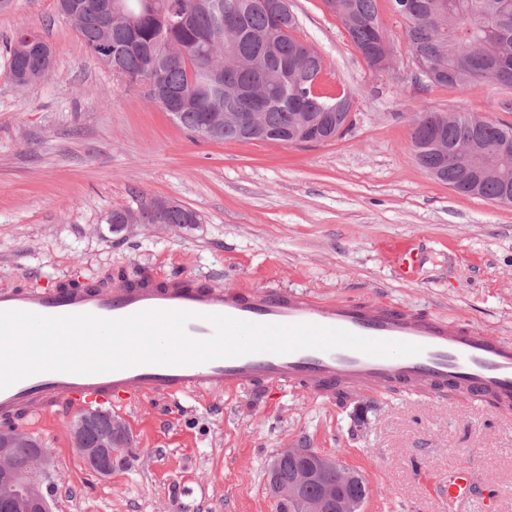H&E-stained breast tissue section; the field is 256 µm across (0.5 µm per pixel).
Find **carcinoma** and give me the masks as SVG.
Returning <instances> with one entry per match:
<instances>
[{
  "label": "carcinoma",
  "mask_w": 512,
  "mask_h": 512,
  "mask_svg": "<svg viewBox=\"0 0 512 512\" xmlns=\"http://www.w3.org/2000/svg\"><path fill=\"white\" fill-rule=\"evenodd\" d=\"M99 0H84V9L72 25L86 48L107 69L117 64L131 87L143 89L147 99L160 105L156 88L183 94L172 118L184 130L204 136L209 125L219 127L220 142L245 141L247 136L226 112H262L268 141L280 140L305 121L320 119L318 130L331 137L336 130V112L329 109L333 97L322 91V59L310 45L293 36L297 20L293 14L280 23L271 8L274 0H157L153 8H142V0H121L124 12L139 16L125 31L103 18ZM392 11L405 27V37L418 69L433 65L453 67L456 57L479 43L483 50L472 57L469 69L430 78L433 84L464 86L478 80H496L512 75V16L507 24L495 21L500 0H409L414 9L406 13L401 0H391ZM360 19L346 26L356 48L369 43L380 23L376 0H351ZM10 69L27 75L32 85L48 75L40 52L20 50L16 40L7 44ZM262 83L272 102L264 107L246 96L234 95L237 86ZM473 134L471 119L461 112L447 119L437 112H423L416 120L413 136L415 155L428 171L457 192L467 195L455 150ZM512 134V124L489 121L482 137L489 150L498 140ZM496 172L483 176L476 194L498 201L512 192V157L496 158ZM117 224H196V214L178 203L159 212L140 205L113 210L105 221ZM349 471H329L332 484H348L354 494L362 492L358 481H346Z\"/></svg>",
  "instance_id": "carcinoma-1"
}]
</instances>
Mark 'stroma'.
<instances>
[{
	"label": "stroma",
	"instance_id": "1",
	"mask_svg": "<svg viewBox=\"0 0 512 512\" xmlns=\"http://www.w3.org/2000/svg\"><path fill=\"white\" fill-rule=\"evenodd\" d=\"M54 0L0 12V287L50 288L146 269L215 287L384 299L512 338V207L431 176L412 145L424 111L512 123V86L432 85L420 75L390 0H377L394 54L374 71L324 0H288L295 35L323 81L351 101L352 124L324 143H216L195 137L98 64ZM37 30L54 48L42 81L16 86L8 40ZM168 197L199 221L105 216L136 197ZM421 258L401 279L390 254ZM136 455L101 476L72 447V411L31 430L50 450L53 512H275L272 454L314 448L358 472L361 512H512V413L462 398L350 391L336 402L277 383L117 405ZM452 465L481 498L440 494Z\"/></svg>",
	"mask_w": 512,
	"mask_h": 512
}]
</instances>
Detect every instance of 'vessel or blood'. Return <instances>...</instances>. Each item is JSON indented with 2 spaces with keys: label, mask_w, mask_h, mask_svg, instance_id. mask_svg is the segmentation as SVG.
Here are the masks:
<instances>
[{
  "label": "vessel or blood",
  "mask_w": 512,
  "mask_h": 512,
  "mask_svg": "<svg viewBox=\"0 0 512 512\" xmlns=\"http://www.w3.org/2000/svg\"><path fill=\"white\" fill-rule=\"evenodd\" d=\"M392 255L399 275L411 277L420 262L418 253L397 246ZM2 310L102 318H121L143 310L187 311L192 318L186 332L197 340L214 332L207 315L222 314L259 324L342 328L362 337L422 348L412 356L374 357L340 347L262 352L187 366L139 364L93 374L47 371L0 389V418L11 419L16 426H32L64 407L96 410L131 397L176 398L268 381L330 401L358 389L372 397L394 393L456 394L474 402L493 398L502 410H512L511 338L488 336L467 322L448 321L386 300H328L284 291L216 288L192 277L146 271L120 288L100 279L80 288H1ZM473 495L469 468H449V501L468 500Z\"/></svg>",
  "instance_id": "obj_1"
}]
</instances>
